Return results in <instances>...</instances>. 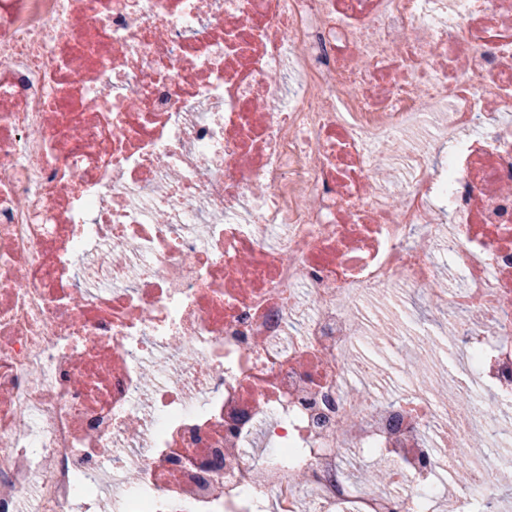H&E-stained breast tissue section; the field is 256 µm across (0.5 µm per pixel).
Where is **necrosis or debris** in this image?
I'll list each match as a JSON object with an SVG mask.
<instances>
[{
    "label": "necrosis or debris",
    "instance_id": "obj_1",
    "mask_svg": "<svg viewBox=\"0 0 512 512\" xmlns=\"http://www.w3.org/2000/svg\"><path fill=\"white\" fill-rule=\"evenodd\" d=\"M504 401L512 0H0V512H471Z\"/></svg>",
    "mask_w": 512,
    "mask_h": 512
}]
</instances>
